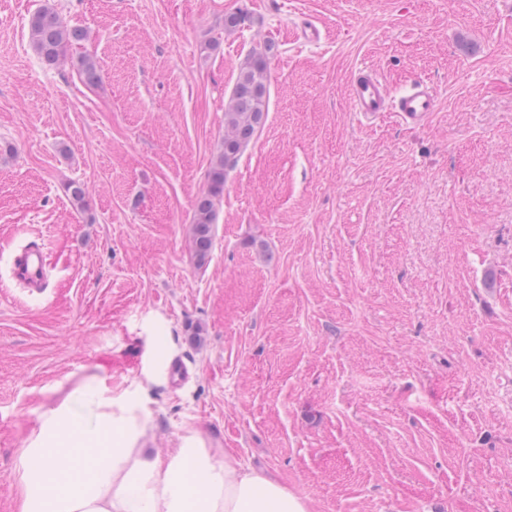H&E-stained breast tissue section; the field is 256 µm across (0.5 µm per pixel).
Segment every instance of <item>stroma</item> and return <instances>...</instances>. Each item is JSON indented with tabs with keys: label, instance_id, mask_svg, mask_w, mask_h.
<instances>
[{
	"label": "stroma",
	"instance_id": "1",
	"mask_svg": "<svg viewBox=\"0 0 512 512\" xmlns=\"http://www.w3.org/2000/svg\"><path fill=\"white\" fill-rule=\"evenodd\" d=\"M46 5L85 33L57 69ZM265 42L201 264L194 204ZM363 68L436 112L359 121ZM31 242L39 293L11 277ZM159 326L152 448L198 430L313 512H512V0H0V512L44 409L99 365L135 386ZM30 44L39 58L48 66L59 63L65 48L83 38L78 28H68L53 8L45 6L29 20ZM274 46L266 42L241 64L224 106V141L210 173V186L195 204L192 238L195 255L205 262L212 248L214 199L224 191V171L241 155L264 121L268 102V62ZM148 355L157 363L163 365L171 359V336H169L167 330L158 329L149 337Z\"/></svg>",
	"mask_w": 512,
	"mask_h": 512
}]
</instances>
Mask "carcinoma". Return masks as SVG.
I'll return each mask as SVG.
<instances>
[{
	"mask_svg": "<svg viewBox=\"0 0 512 512\" xmlns=\"http://www.w3.org/2000/svg\"><path fill=\"white\" fill-rule=\"evenodd\" d=\"M30 44L48 66L59 63L65 48L83 38L78 28H69L53 8L46 6L29 20ZM274 46L266 42L241 64L231 97L224 106V141L210 173V186L195 204L192 238L198 261L208 259L212 248L214 199L224 191V171L241 155L264 121L268 102V62Z\"/></svg>",
	"mask_w": 512,
	"mask_h": 512,
	"instance_id": "carcinoma-1",
	"label": "carcinoma"
}]
</instances>
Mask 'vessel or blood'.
I'll return each mask as SVG.
<instances>
[{
  "mask_svg": "<svg viewBox=\"0 0 512 512\" xmlns=\"http://www.w3.org/2000/svg\"><path fill=\"white\" fill-rule=\"evenodd\" d=\"M351 106L360 120L372 122L389 114L414 128L424 125L435 112L437 95L431 86L415 82L394 96L378 75L362 70L351 85ZM47 268L44 251L34 245L21 248L12 259L14 279L35 291L42 288Z\"/></svg>",
  "mask_w": 512,
  "mask_h": 512,
  "instance_id": "obj_1",
  "label": "vessel or blood"
}]
</instances>
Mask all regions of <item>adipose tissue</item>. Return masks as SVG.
I'll return each mask as SVG.
<instances>
[{
	"instance_id": "ef3b65f1",
	"label": "adipose tissue",
	"mask_w": 512,
	"mask_h": 512,
	"mask_svg": "<svg viewBox=\"0 0 512 512\" xmlns=\"http://www.w3.org/2000/svg\"><path fill=\"white\" fill-rule=\"evenodd\" d=\"M142 388L98 368L43 411L16 459V512H311L268 474L200 432L161 455L147 446Z\"/></svg>"
}]
</instances>
